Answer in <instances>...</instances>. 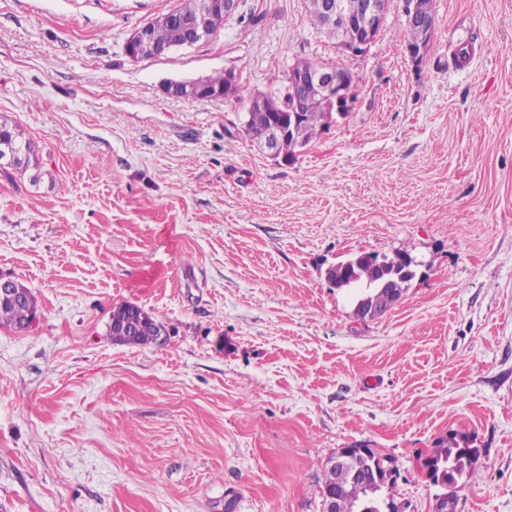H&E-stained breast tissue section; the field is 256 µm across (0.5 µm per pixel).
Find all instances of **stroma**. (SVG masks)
<instances>
[{
    "instance_id": "stroma-1",
    "label": "stroma",
    "mask_w": 512,
    "mask_h": 512,
    "mask_svg": "<svg viewBox=\"0 0 512 512\" xmlns=\"http://www.w3.org/2000/svg\"><path fill=\"white\" fill-rule=\"evenodd\" d=\"M180 0H0V117L39 149L0 174V273L32 290L0 328V512H322L326 463L392 461L400 512H436L422 462L477 449L455 512H512V0H437L413 67L402 0L343 56L304 0H239L209 40L131 60ZM306 59L355 99L273 160L246 104L170 80L235 71L277 93ZM418 263L362 322L326 271ZM162 343L114 342V307ZM12 278L9 275L0 274V297H14L21 293L20 288H23L26 296L22 300H1L0 298V327L21 331V327L28 320L31 311L37 309V300L30 288L19 277L13 276ZM14 282L20 288H16ZM37 320L36 311L29 317L22 330L30 329ZM163 322L156 320L139 306L126 303L112 310L109 332L124 345L146 347L162 340Z\"/></svg>"
}]
</instances>
